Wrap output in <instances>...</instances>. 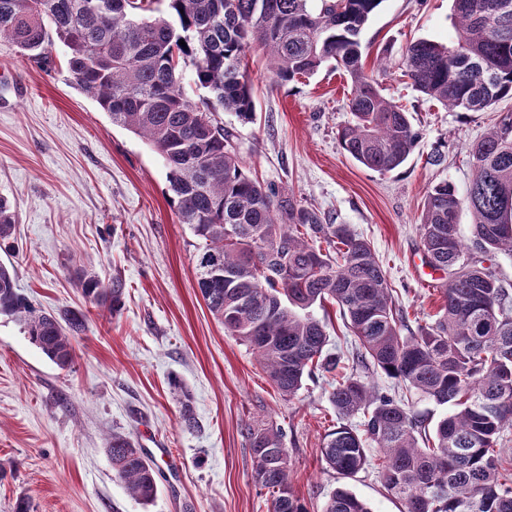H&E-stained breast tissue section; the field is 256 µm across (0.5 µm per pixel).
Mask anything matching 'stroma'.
Returning a JSON list of instances; mask_svg holds the SVG:
<instances>
[{"instance_id":"35a3bbf8","label":"stroma","mask_w":512,"mask_h":512,"mask_svg":"<svg viewBox=\"0 0 512 512\" xmlns=\"http://www.w3.org/2000/svg\"><path fill=\"white\" fill-rule=\"evenodd\" d=\"M455 35L452 0H382L361 35L366 69L385 63L381 92L419 132L407 161L386 174L341 150L351 83L330 67L283 84L252 47L254 120L215 114L261 181L370 241L396 305L420 326L434 321L443 283L421 245L424 198L442 181L465 196L469 146L512 112L511 98L487 112H452L402 77L408 42L449 44ZM52 54L57 65L45 71L0 42V198L17 215L0 264L14 268L35 307L83 312L88 322L62 369L0 315V512H15L21 498L31 512H270V495L252 478L248 425L283 430L292 486L308 512H322L339 487L372 512H402L376 466L346 478L322 462L336 422L332 378L305 379L296 396L282 397L251 349L225 333L197 287L199 240L169 204L161 157L77 89L62 44ZM115 273L127 288L113 315L88 302L79 283ZM185 392L192 430L180 416ZM116 433L159 466L152 501L131 496L113 470Z\"/></svg>"}]
</instances>
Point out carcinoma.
I'll return each mask as SVG.
<instances>
[{"label":"carcinoma","instance_id":"cac0c4a2","mask_svg":"<svg viewBox=\"0 0 512 512\" xmlns=\"http://www.w3.org/2000/svg\"><path fill=\"white\" fill-rule=\"evenodd\" d=\"M93 1L90 11L85 4ZM0 0V41L39 67L53 68L55 42L67 48L74 85L108 113L112 124L145 138L164 162L177 220L203 241L196 270L222 266V288L198 284L224 330L251 348L271 385L292 397L315 372L336 374L329 400L338 424L323 438L326 466L349 478L381 460L384 488L405 512H512V475L501 472L500 434L512 426V294L475 259L512 254V113L469 146L474 177L466 203L474 222L463 239L461 201L440 182L427 193L420 219L428 262L448 273L438 318L412 329L393 305L382 264L369 242L345 224L260 182L236 153L232 134L213 112L249 121L256 112L246 52L266 50L280 82L331 64L351 81L353 121L338 133L343 151L365 168L391 172L405 163L418 132L407 112L387 100L362 62L361 34L376 0ZM454 45L418 39L405 51L404 75L426 98L455 112H483L512 98V0H453ZM184 40L186 46L179 45ZM206 90L190 101L183 69ZM15 224L0 199V245ZM83 294L123 307L126 283L90 278ZM250 303L239 306L241 294ZM338 306L358 346L351 359L328 349L315 305ZM0 314L15 318L31 343L60 368L74 358L72 339L87 315L60 319L18 292L15 273L0 265ZM374 369L447 408L434 426L357 375ZM186 428L198 422L188 395ZM360 417L357 424L351 423ZM253 479L272 497V512H308L289 478L284 434L249 426ZM112 468L132 496L148 503L158 472L129 437L114 433ZM324 512H371L345 487Z\"/></svg>","mask_w":512,"mask_h":512}]
</instances>
